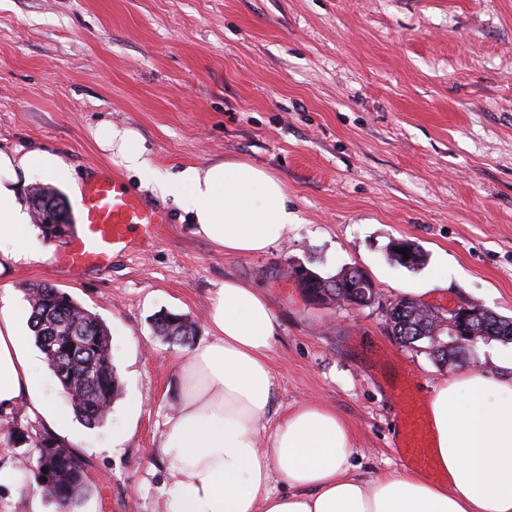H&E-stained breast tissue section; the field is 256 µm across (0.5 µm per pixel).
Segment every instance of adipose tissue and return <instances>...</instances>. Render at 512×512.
<instances>
[{
	"instance_id": "adipose-tissue-1",
	"label": "adipose tissue",
	"mask_w": 512,
	"mask_h": 512,
	"mask_svg": "<svg viewBox=\"0 0 512 512\" xmlns=\"http://www.w3.org/2000/svg\"><path fill=\"white\" fill-rule=\"evenodd\" d=\"M100 145L154 195L179 187L191 202L194 234L225 254L265 252L299 220L281 182L247 162L188 165L170 180L151 167L137 131L109 128ZM35 175L68 180L67 165L46 149L0 148V270L30 251L23 189ZM206 320L211 336L185 358L159 447L174 476L167 512H512V353L493 352L488 368L433 391V453L444 480L410 470L367 479L351 463L349 426L320 403L288 413L272 450L260 448L277 388L269 357L278 324L258 288L225 279ZM36 365L18 312L0 299V414L23 405L56 431ZM276 472L287 491L270 490Z\"/></svg>"
}]
</instances>
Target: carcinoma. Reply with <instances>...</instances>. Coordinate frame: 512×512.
Segmentation results:
<instances>
[{
    "instance_id": "carcinoma-1",
    "label": "carcinoma",
    "mask_w": 512,
    "mask_h": 512,
    "mask_svg": "<svg viewBox=\"0 0 512 512\" xmlns=\"http://www.w3.org/2000/svg\"><path fill=\"white\" fill-rule=\"evenodd\" d=\"M62 201L49 194H39L34 208L42 237L55 241L69 231ZM30 306L29 329L48 368L63 392L70 398L77 417L89 428L106 422L112 403L122 393L116 367L112 361L110 332L105 322L86 310L68 293L53 286L26 289ZM391 331H399L397 340L405 345L417 344L412 335L432 333V316L416 310V305L394 306ZM154 333L181 347L191 345L195 323L178 314L163 313L155 317ZM512 341V330L495 337L475 335L462 351L430 350L427 354L440 365L446 355L461 356L467 361L480 341ZM10 434L31 442L36 453L27 457L23 469L30 473L44 494L55 503L57 512H77L91 490L89 462L79 450L68 445L49 428L32 434L14 428ZM51 471V480L43 483V469Z\"/></svg>"
}]
</instances>
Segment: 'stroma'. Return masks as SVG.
<instances>
[{
    "mask_svg": "<svg viewBox=\"0 0 512 512\" xmlns=\"http://www.w3.org/2000/svg\"><path fill=\"white\" fill-rule=\"evenodd\" d=\"M131 128L162 173L216 159L267 169L300 222L266 252L228 256L197 236L179 194L164 235L134 240L72 274L56 243L0 273V295L28 312L48 284L103 319L122 394L89 429L47 365L42 388L68 418L67 441L92 463L79 512H166L156 454L185 348L156 336L162 311L210 336L211 298L234 277L273 305L274 416L319 402L349 424L365 477L399 470L392 389L417 395L454 376L392 335L384 307L400 289L447 275L432 309L477 304L512 319V0H0V145L58 153L72 176L97 171L141 191L100 145ZM425 254L410 270L387 248ZM333 277L357 267L380 302L361 310L306 300L299 266ZM136 412H129L130 401ZM33 480L0 485V512H56Z\"/></svg>",
    "mask_w": 512,
    "mask_h": 512,
    "instance_id": "35a3bbf8",
    "label": "stroma"
}]
</instances>
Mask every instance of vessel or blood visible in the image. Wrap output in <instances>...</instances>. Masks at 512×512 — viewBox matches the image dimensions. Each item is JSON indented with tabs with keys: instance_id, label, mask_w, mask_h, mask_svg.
Segmentation results:
<instances>
[{
	"instance_id": "obj_1",
	"label": "vessel or blood",
	"mask_w": 512,
	"mask_h": 512,
	"mask_svg": "<svg viewBox=\"0 0 512 512\" xmlns=\"http://www.w3.org/2000/svg\"><path fill=\"white\" fill-rule=\"evenodd\" d=\"M83 223L67 248L57 253V261L71 271L100 266L112 253L129 246L133 237L150 241L168 223L167 211L146 204L115 175L99 173L85 187L82 196ZM399 448L409 462L432 470L436 467L422 417H411L398 435Z\"/></svg>"
}]
</instances>
